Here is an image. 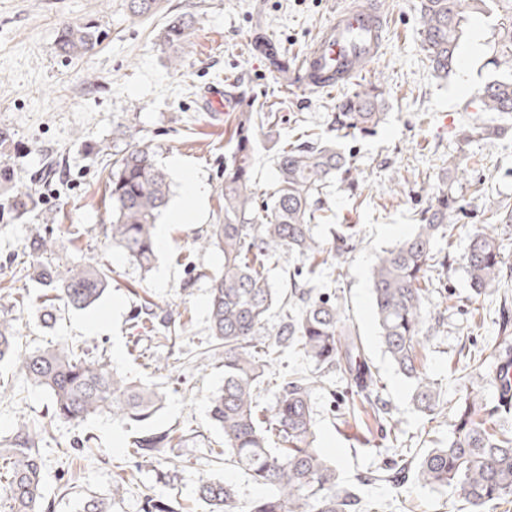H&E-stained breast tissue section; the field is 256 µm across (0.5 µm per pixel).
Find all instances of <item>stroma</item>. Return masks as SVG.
Here are the masks:
<instances>
[{"mask_svg":"<svg viewBox=\"0 0 512 512\" xmlns=\"http://www.w3.org/2000/svg\"><path fill=\"white\" fill-rule=\"evenodd\" d=\"M128 0H0V201L21 193L38 206L20 220L0 224V319L10 320L24 348L68 343L129 377L156 384L162 408L140 426L113 418L111 411L80 422H51V397L9 363H0V452L10 448L19 427L51 422L41 442L45 504L49 512H78L85 495L112 497L117 475L134 483L112 512H144L147 498L163 496L183 512H208L198 481L209 476L234 485L240 502L262 496L230 464L212 461L209 451L224 438L208 415L209 397L224 382V352L212 348L207 323L209 277L221 269L217 248L199 249L224 211V155L230 126L209 108L205 91L223 83L244 96L253 111L276 112L277 125L256 134L252 186L271 191L275 153L303 134H335L337 105L358 84L380 78L386 113L370 133L347 141L360 181L359 196L334 182L324 199L330 224L315 225L316 238L331 224L353 225L357 246L342 264L323 266L316 286L344 308L360 337L388 410L376 422L372 410L342 416L339 398L347 384L324 374L311 392L318 444L335 462L343 483L354 484L379 469L396 448H431L447 442L457 403L466 395L497 397L495 363L474 369L472 355L494 344L512 278L475 294L460 261L475 226L492 221L498 203L512 204V133L469 144L458 130L471 123L464 111L485 65L499 11L471 16L455 75L440 79L421 45L418 0H377L387 21L380 53L338 89L312 91L284 82L272 62L256 57L250 40L265 36L281 57L298 64L335 11L353 0H164L150 17H132ZM188 13L196 24L183 46L180 65H171L160 33L168 15ZM91 22L102 33L93 55L60 56L55 47L65 22ZM138 142L152 144L172 182L161 222L165 240L151 270H142L105 236L111 219L107 167L115 153ZM204 184L202 203L185 197L181 168ZM451 188L465 211L443 248L450 265L433 271L423 304L431 337L421 361L444 392L441 411L428 419L411 401V384L385 354L374 321L371 272L386 248L408 236L416 214L438 190ZM190 217L183 223L173 211ZM51 242L60 269L93 264L110 268L112 284L91 308L47 314V289L36 261L25 252L37 239ZM161 321L173 316L182 332L175 342L135 327L130 315ZM179 428L175 447L155 457L131 456L128 443L144 429ZM365 499L381 512H467L450 489L406 483L402 490L380 482L362 486Z\"/></svg>","mask_w":512,"mask_h":512,"instance_id":"stroma-1","label":"stroma"}]
</instances>
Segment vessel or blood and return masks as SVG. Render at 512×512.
Wrapping results in <instances>:
<instances>
[{"mask_svg":"<svg viewBox=\"0 0 512 512\" xmlns=\"http://www.w3.org/2000/svg\"><path fill=\"white\" fill-rule=\"evenodd\" d=\"M385 29L373 0L337 12L299 63L303 84L312 90L345 85L378 54Z\"/></svg>","mask_w":512,"mask_h":512,"instance_id":"obj_1","label":"vessel or blood"}]
</instances>
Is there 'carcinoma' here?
Instances as JSON below:
<instances>
[{"label": "carcinoma", "instance_id": "carcinoma-1", "mask_svg": "<svg viewBox=\"0 0 512 512\" xmlns=\"http://www.w3.org/2000/svg\"><path fill=\"white\" fill-rule=\"evenodd\" d=\"M491 0H420L421 42L439 77L458 65L464 25L488 8ZM161 0H128L135 17L156 10ZM194 27L192 17L176 15L162 32L163 43L172 50L170 61L179 64V49ZM101 43L98 26L91 22L61 25L56 46L60 55L78 58L93 54ZM488 63L501 73L479 86L472 102L494 118L469 124L462 139L502 137L512 130V14L503 18L489 45ZM380 85L359 86L338 106L334 116L336 136L316 140L304 135L278 148L273 193L261 199L251 189L255 132L258 123L273 124L277 113L259 116L242 105L234 115L228 155L224 156V217L211 225L205 245L224 253V266L210 279L208 329L216 346L224 349V384L209 399L211 421L224 436V448L210 453L242 470L249 479L268 488V493L240 505L235 488L209 477L199 480L200 499L210 512H373L354 487L339 479L336 464L317 448L310 395L317 380L291 374L276 384L275 402L269 413L259 416L260 393L270 385L271 367L282 349L294 347L320 370L339 371L352 383L343 394L341 415L355 414L358 405L378 409L385 419L387 409L378 406V384L370 362L361 351L359 337L348 323L345 310L327 298L312 296L309 284L317 274L313 263L306 281L290 276L291 293L283 324L275 335L267 332L268 317L281 301L280 289L271 285L267 262L284 255L312 260L328 252L336 263L345 261L356 246L349 224L331 243L314 237L312 225L328 221L323 197L337 178L349 181L351 166L341 142L358 132H367L381 121L385 108ZM112 220L107 237L141 269L156 260L155 230L171 195L168 174L159 165L157 152L148 143H137L112 159L109 178ZM35 208L30 195L15 196L4 203L3 212L21 217ZM463 210L452 192H441L419 214L414 231L382 251L372 271L371 294L374 317L385 353L411 383V400L418 411L437 415L439 383L420 369L416 349L428 341L423 302L432 285L433 272L447 266L451 257L437 249L448 237L453 214ZM461 260L471 288L480 294L512 277L505 262L503 244L483 224L475 230ZM44 280L64 306L86 309L108 289L110 270L97 265L71 267L59 276L49 263L42 264ZM13 361L31 384L46 388L52 399V420L83 421L104 410L122 420L151 419L163 395L149 384L132 380L110 368L103 360L88 357L83 349L57 344L27 351L8 320H0V362ZM512 413V395L494 404L463 398L455 415L448 442L415 452L395 449V459L383 471L369 472L361 483L387 481L400 487L406 473L421 486L452 488L469 505V512H485L486 506L512 501V431L501 419ZM49 433L45 424L27 427L15 435L6 457L0 459V491L10 512H43L44 460L39 442ZM167 429L140 437L128 447L135 454L167 448L178 439ZM132 483L120 475L112 484V499H87L81 512H110L111 500L119 499ZM146 512H179L168 498L147 499Z\"/></svg>", "mask_w": 512, "mask_h": 512}]
</instances>
